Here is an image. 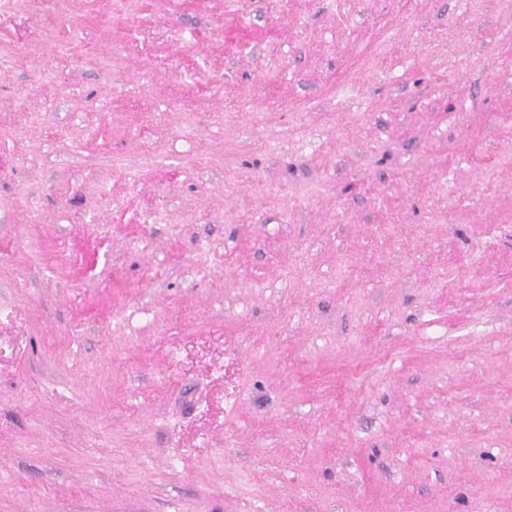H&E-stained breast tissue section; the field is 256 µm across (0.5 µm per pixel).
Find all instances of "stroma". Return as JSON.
I'll return each instance as SVG.
<instances>
[{"label":"stroma","instance_id":"obj_1","mask_svg":"<svg viewBox=\"0 0 512 512\" xmlns=\"http://www.w3.org/2000/svg\"><path fill=\"white\" fill-rule=\"evenodd\" d=\"M0 512H512V0H0Z\"/></svg>","mask_w":512,"mask_h":512}]
</instances>
